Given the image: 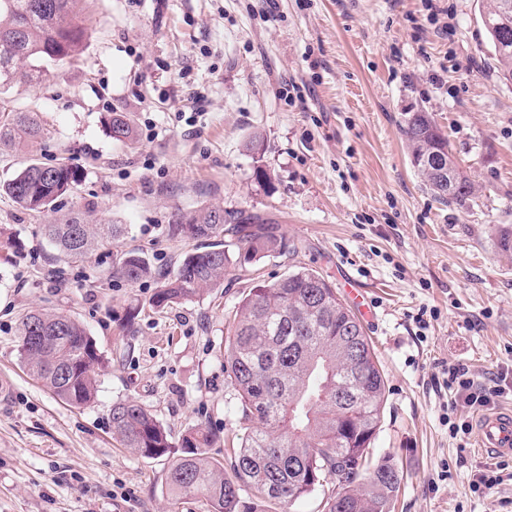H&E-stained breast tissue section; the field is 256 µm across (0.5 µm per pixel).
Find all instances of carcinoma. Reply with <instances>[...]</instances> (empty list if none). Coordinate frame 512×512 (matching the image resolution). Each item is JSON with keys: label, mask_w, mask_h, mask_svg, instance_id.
I'll return each instance as SVG.
<instances>
[{"label": "carcinoma", "mask_w": 512, "mask_h": 512, "mask_svg": "<svg viewBox=\"0 0 512 512\" xmlns=\"http://www.w3.org/2000/svg\"><path fill=\"white\" fill-rule=\"evenodd\" d=\"M80 0H0V88L15 77H41L37 62H63L82 48L76 22ZM512 0H492L484 27L500 78L512 82ZM417 174L444 204L463 206L473 184L459 169L448 141L428 112H408L401 125ZM112 140L133 139L119 112L107 123ZM47 134L39 116L0 106V143L25 145ZM83 173L67 164L29 160L3 187L20 208L42 213L81 184ZM42 234L67 264L86 262L99 245L122 235L119 224H88L68 216L41 225ZM173 232L207 241L164 278L151 306L190 302L224 284L231 268L288 249L272 217L203 208L179 218ZM496 245L512 257V225L498 229ZM116 271L130 283L153 275L137 251L120 254ZM43 328L46 343L34 348L32 326ZM18 352L33 379L61 402L91 406L98 394L95 369L104 364L95 339L70 316L43 310L27 313L19 326ZM224 373L252 430L234 451L229 470L208 456L214 435L198 425L181 438L183 455L174 459L166 491L174 499L200 496L210 512H256L270 503L286 510L327 478L336 488L323 512H392L404 478L393 458L372 460L370 448L380 428L386 384L371 339L359 318L338 296L329 276L299 266L250 289L236 306L224 346ZM366 397L358 426L347 433V410L336 387ZM112 433L146 458L171 453V433L144 404L112 405Z\"/></svg>", "instance_id": "obj_1"}]
</instances>
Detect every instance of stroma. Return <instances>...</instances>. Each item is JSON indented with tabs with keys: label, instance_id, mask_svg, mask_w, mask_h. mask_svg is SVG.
Returning a JSON list of instances; mask_svg holds the SVG:
<instances>
[{
	"label": "stroma",
	"instance_id": "obj_1",
	"mask_svg": "<svg viewBox=\"0 0 512 512\" xmlns=\"http://www.w3.org/2000/svg\"><path fill=\"white\" fill-rule=\"evenodd\" d=\"M82 0L80 55L0 103L49 130L30 148L0 145V183L28 156L85 178L56 212L0 194V512H208L169 499L172 456L147 459L112 436L113 403L135 399L180 441L203 425L226 461L248 429L224 374L235 306L258 280L306 266L338 295L358 285L360 320L387 381L372 445L404 472L395 512H512V480L487 493L473 475L489 456L448 429L449 364L485 381L512 365V258L495 242L512 225V83L496 73L482 15L490 0ZM432 114L470 178L466 207L425 189L401 133L405 112ZM134 130L120 143L106 123ZM260 140L262 153L250 151ZM263 168L268 181L256 180ZM220 206L275 216L298 254L230 272L194 301L154 308L160 276L193 242L175 220ZM88 213L121 224L118 244L78 266L56 261L40 227ZM144 253L154 277L113 275ZM44 308L77 318L105 358L95 403L75 409L27 374L17 330Z\"/></svg>",
	"mask_w": 512,
	"mask_h": 512
}]
</instances>
